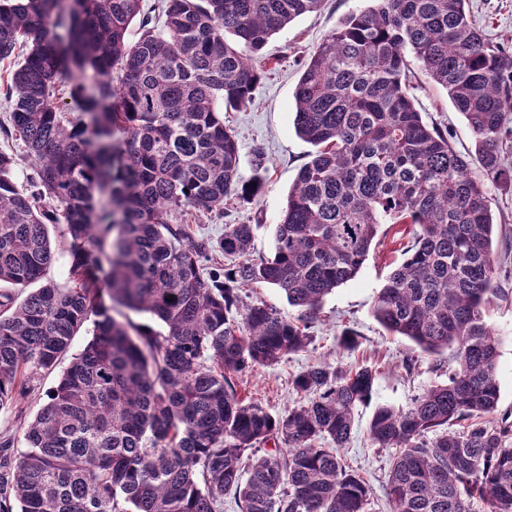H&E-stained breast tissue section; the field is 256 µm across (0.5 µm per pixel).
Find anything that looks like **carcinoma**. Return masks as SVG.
Returning <instances> with one entry per match:
<instances>
[{"instance_id": "carcinoma-1", "label": "carcinoma", "mask_w": 512, "mask_h": 512, "mask_svg": "<svg viewBox=\"0 0 512 512\" xmlns=\"http://www.w3.org/2000/svg\"><path fill=\"white\" fill-rule=\"evenodd\" d=\"M322 2L161 0L152 16L143 0H0V63L13 62L0 134L33 170L19 184L0 152V284L32 288L0 291V410L93 324L26 446L0 443V512H224L226 493L239 512H369L339 449L377 371L311 364L293 379L307 401L278 414L235 378L306 347L384 224L417 229L374 317L448 354L446 381L370 420L372 443L392 450L391 512H512V414L495 415L500 340L486 320L512 278L486 188L512 189V50L476 26L468 0H372L303 62L294 127L315 151L270 256L253 255L256 224H226L214 244L186 222L261 192L264 153L242 180L224 110L251 102L269 37ZM414 61L466 118L479 171L423 121L407 89ZM50 224L71 257L63 285L47 278ZM253 285L299 315L246 302Z\"/></svg>"}]
</instances>
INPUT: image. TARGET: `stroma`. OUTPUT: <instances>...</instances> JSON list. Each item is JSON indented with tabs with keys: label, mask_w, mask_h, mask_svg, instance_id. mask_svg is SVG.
Returning <instances> with one entry per match:
<instances>
[{
	"label": "stroma",
	"mask_w": 512,
	"mask_h": 512,
	"mask_svg": "<svg viewBox=\"0 0 512 512\" xmlns=\"http://www.w3.org/2000/svg\"><path fill=\"white\" fill-rule=\"evenodd\" d=\"M370 0H324L322 9L296 18L269 38L257 64L263 77L253 100L246 107L225 112L224 122L238 136L241 176L253 175L252 153L262 148L265 157L264 187L252 203L227 202L223 214L204 212L189 216L195 237L219 240L229 223L257 225L254 252L268 255L273 231L286 207L288 193L300 168L309 160L311 145L301 140L294 129V90L301 62L350 13L367 8ZM469 10L483 33L497 42L512 45V0H470ZM411 93L426 122L448 139L456 152L474 161V138L464 116L450 102L446 91L431 82L420 69L410 76ZM410 224L390 226L372 248L358 275L336 288L322 305L309 333L310 343L277 365L259 367L239 376V391L268 411L280 413L297 401L290 382L307 366L327 361L345 365H368L378 371L372 404L359 407L353 437L340 455L348 469L357 472L371 490L373 512H389L385 485L389 468L388 451L372 444L367 424L379 404L407 406L425 386L445 380L434 357L419 355L414 368L404 362L411 354L410 343L390 335L374 318L371 304L389 274L403 261L402 248L413 234ZM487 321L499 336L498 360L500 399L498 413H512V299L499 301L487 313ZM360 334L355 350L342 349L337 337L344 327ZM60 370L44 372L23 383V396L9 408L0 410V439L11 437L23 447V429L32 421L55 386Z\"/></svg>",
	"instance_id": "35a3bbf8"
}]
</instances>
